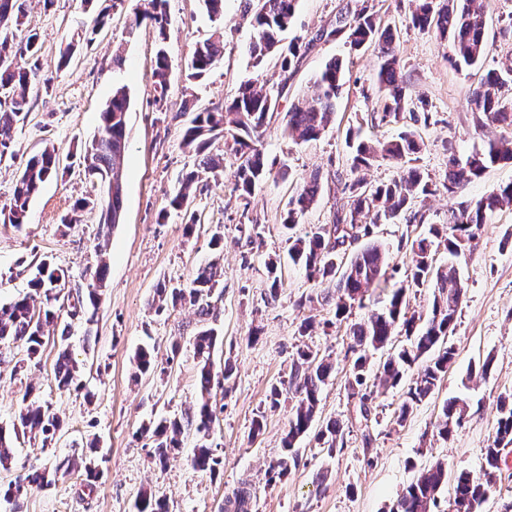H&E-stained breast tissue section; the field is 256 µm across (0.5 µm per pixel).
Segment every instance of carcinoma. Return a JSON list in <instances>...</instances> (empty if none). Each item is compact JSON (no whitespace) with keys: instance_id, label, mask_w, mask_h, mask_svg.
<instances>
[{"instance_id":"1","label":"carcinoma","mask_w":512,"mask_h":512,"mask_svg":"<svg viewBox=\"0 0 512 512\" xmlns=\"http://www.w3.org/2000/svg\"><path fill=\"white\" fill-rule=\"evenodd\" d=\"M28 0H0V27L23 24ZM475 0H411V24L423 32H433L449 39L458 67L478 64L486 53V21L482 7L474 6ZM298 0H258L253 14L254 36L248 46L252 66L261 68L265 61L277 57L283 75L293 73L310 49V42L282 43L296 12ZM150 25L157 31V49L152 70L153 103L164 111L168 92L169 62L164 43L168 25V0H143L128 22L129 32ZM347 31L354 47L373 45L379 62L378 77L380 111L373 113L377 124H398L409 114L413 122L428 124L429 114L418 113L413 108L403 67L398 55L396 37L391 27L382 26L376 14L362 5L336 18L335 27L327 34ZM10 38L0 36V161L14 156L12 131L25 122L30 112V87L38 78L40 34L34 28L26 30L22 40L8 45ZM224 59V26L219 25L206 40L196 44L188 66L187 80L197 81L205 77ZM345 63L339 58L329 60L316 81L315 95L293 105L287 112L285 132L294 142L315 140L325 131L336 110ZM512 82V64L501 69H490L469 94L473 111L493 123H505L512 127V96L504 88ZM278 98L264 86L254 82L240 85L236 96L222 105L197 112L181 131L180 144L195 156L193 169L181 179V188L170 205L185 211V233L192 234L197 217L189 210L187 190L194 184H209L218 180L224 168V158L210 152L215 139L223 137L238 160L234 191L243 200L253 194L255 188L271 175L260 139L269 125ZM130 94L126 87H117L109 104L100 112L99 135L80 148V164L85 172L105 185L106 192L99 198H84L76 203L75 215L65 219L71 227L78 221L76 213L98 210L99 224L109 228L116 225L123 210V184L120 170L128 148L127 114ZM347 143L352 149V170H364L379 161H391L403 165L399 177L388 183L372 185L362 177L344 184L348 203L336 210L333 223L313 227L303 237H288V256L306 271L308 280L316 283L335 282V289L320 295L321 301L335 304L336 320H343L353 305L365 306L366 293L374 287L388 294V304L382 310H372L367 318L353 324L348 336V351L354 356L353 379L348 382L347 397L353 403L357 417L367 422L373 402L380 389L397 385L405 369L423 356L429 362L409 385L401 404L398 421H404L413 408L433 395L435 388L448 371L455 355L449 343L453 333L458 308L464 288L459 276L457 259L471 253L479 234L491 217L500 209L512 206V183L492 188L475 203L461 202L451 211L448 224L432 228L429 235L406 238L410 254L407 281L392 282L388 275V263L381 248L373 243L352 248L350 243L372 234L378 224L406 226L424 223V214L413 210L417 195L433 193L431 184L417 167L410 165L413 156L420 153L421 137L417 130L404 127L397 135L386 139L365 141L360 129H348ZM512 162V138L490 139L481 151H475L466 159L454 155L448 158V174L443 183L450 194H455L466 183L480 176L490 166ZM59 158L55 149L44 146L26 160L17 177L10 204L0 209V222L22 228L31 199L41 185L58 175ZM321 191L320 177L312 174L303 178L295 195L288 201L284 227L290 229L316 202ZM443 243L453 260L445 266L433 264L435 241ZM216 258L198 268L194 278L185 288H156L157 301L153 308L160 314L170 306L189 300L196 307L199 328L194 335V354L198 361V386L200 401L195 409L180 416L164 417L144 427L149 435L153 458L161 465L181 454L182 436L194 431L199 438L191 466L194 470L216 474L221 464L210 442L216 407L211 395L214 380L222 376L228 380L232 366L224 363L221 374L214 373L211 360L218 334L210 325L216 319L214 294L222 278L219 255L223 253V234L215 232L211 240ZM108 267L102 262L85 285H69L67 271L46 260L36 265L29 286L34 294H26L9 303H0V349L21 343L26 349L27 361H34L50 340L47 328L58 326L61 312L72 320L87 325L95 322L102 288L106 287ZM432 284L433 300L431 316L423 327L417 326L421 317L409 313L406 292ZM40 299H35V296ZM402 327L411 341V347L390 354L379 365L376 373L369 372V352L386 348L397 327ZM70 325H65L53 340L58 346L55 380L58 389L78 392L83 384L78 378V367L72 359L68 339ZM136 369L141 374L166 373L158 367L153 350L141 348L135 354ZM333 371V363L310 349H300L292 362L290 381L294 384L293 405L281 441L282 454L271 465L270 473L281 479L288 474L291 461L296 457L295 445L312 427L321 385ZM467 411L463 400L445 402L437 424V435L443 440L453 436L461 426ZM499 417L495 436L485 449L484 461L476 473L461 471L453 479V496L448 500V512H460L459 505L467 503L469 512H480L496 478L503 451L512 446V394L498 399ZM62 429V419L54 409L40 402L34 390L29 388L23 395V408L12 427L0 426V467L9 468L14 458L15 442L29 434L41 439L42 447L52 444ZM316 438L333 453L344 441V425L334 419L321 425ZM89 451L81 455V461L64 458L51 467L32 468L16 476L9 484L4 497L17 500L34 489L52 485L61 472L68 473L82 464L87 475H97L95 443L88 444ZM448 483V463L437 459L423 468L397 499L401 512H437L441 490ZM252 488L243 486L225 500V512H248L253 498ZM136 512H167L165 503L144 491L136 503Z\"/></svg>"}]
</instances>
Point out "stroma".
<instances>
[{"label": "stroma", "mask_w": 512, "mask_h": 512, "mask_svg": "<svg viewBox=\"0 0 512 512\" xmlns=\"http://www.w3.org/2000/svg\"><path fill=\"white\" fill-rule=\"evenodd\" d=\"M364 1L393 28L412 96L423 99L431 115L428 125L418 128L424 145L416 161L438 186L433 195L415 201L425 221L383 224L374 236L401 282L409 267L403 236L427 233L429 226L447 223L460 202L477 201L493 186L512 182V163H502L458 194L442 188L450 155L463 158L488 139L512 136V127L499 123L477 128L468 102L482 70L500 68L512 59V0H481L487 16V52L479 71L455 67L450 42L413 28L408 0H299L286 36L311 38L315 44L287 78L275 61L259 70L251 66L246 48L253 36L252 18L244 14L243 0H224V60L193 83L185 79L187 62L216 24L202 0H169V90L162 112L155 109L150 85L156 34L148 26L133 34L126 27L127 16L140 0H93L89 5L84 0H55L48 10L41 0H29L24 24L41 35V75L51 84L32 87L28 117L13 131L16 156L0 162V207L9 205L15 179L33 151L54 147L66 172L42 185L22 228L0 223V303L29 293L32 266L43 259L66 269L71 283L85 284L101 257L95 247L102 244L109 273L97 325L88 331L80 322L72 324L70 344L80 363L84 394L58 390V348L53 344H45L35 364L26 362L20 344L0 355V425L12 423L30 385L65 421L51 447H42L37 439L18 440L10 468H0V512H134L144 490L164 500L168 512H220L226 497L244 482L256 489L248 512H388L417 471L435 459L447 460L452 475L464 469L479 471L495 434L497 398L512 392V208L495 213L484 225L471 258L460 260L464 296L451 338L455 358L434 394L402 422L397 416L406 383L425 366V359L407 368L404 383L380 390L369 427L361 429L347 397L352 377L347 331L368 310L353 307L347 320L337 321L333 305L318 299L323 286L309 282L302 267L286 260L289 234L302 235L313 226L331 223L336 208L347 201L343 187L353 177L348 129L361 128L367 138L399 131L395 125L375 129L370 124L378 106L373 48L356 51L341 37L315 38L346 8ZM104 7L110 10L109 25L92 41L79 43L68 67H59L60 49L79 27H92ZM116 54L123 58L118 66L112 63ZM335 57L347 66L336 112L317 140L293 142L283 132L286 114L292 104L314 94L319 73ZM254 80L282 92L262 138L272 173L249 201H242L233 190L236 160L226 152L223 139H216L212 150L223 154L224 173L219 183L190 188L189 208L197 224L193 233H186L182 212L169 206L183 173L194 163L180 145L182 122L177 115L224 103L241 84ZM119 86L128 87L132 95L129 147L122 167V221L104 230L97 212L86 210L77 224L64 227L62 221L77 200L100 194L99 186L79 166L76 151L98 135L99 113ZM313 173L321 181L316 204L294 229L284 228L289 199L300 179ZM253 227L260 234L257 247L247 241ZM217 231L224 235V275L213 362L218 367L232 362L233 374L213 390L219 410L211 442L221 465L210 475L188 463L194 437L185 438L179 458L162 466L153 461L151 442L142 429L198 402L195 309L179 305L159 315L152 304L158 284L186 286L197 268L212 258L210 240ZM271 258L281 261V286L276 291L266 269ZM308 318L314 324L307 334H300V325ZM175 342L180 357L170 365L166 359ZM145 343L153 346L166 374L134 378L135 351ZM306 346L334 362L319 394L315 420L345 423L344 444L331 453L314 434L305 435L287 476L274 480L269 466L280 453L292 406L286 393L291 362ZM488 358L493 361L491 371L479 376L478 368ZM275 386L281 396L274 403L270 390ZM456 396L466 398L469 408L461 427L445 441L438 437L436 425L444 402ZM259 413L265 421L256 435L252 421ZM366 430L372 435L368 445L362 439ZM92 440L98 443L100 470L94 482H87L84 469L75 468L48 488L16 501L4 499L17 475L57 458L80 455Z\"/></svg>", "instance_id": "stroma-1"}]
</instances>
